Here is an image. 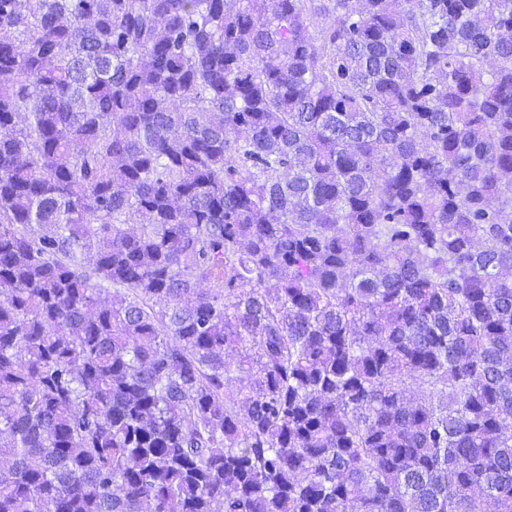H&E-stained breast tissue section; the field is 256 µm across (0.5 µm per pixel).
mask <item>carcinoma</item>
Instances as JSON below:
<instances>
[{"instance_id": "1", "label": "carcinoma", "mask_w": 512, "mask_h": 512, "mask_svg": "<svg viewBox=\"0 0 512 512\" xmlns=\"http://www.w3.org/2000/svg\"><path fill=\"white\" fill-rule=\"evenodd\" d=\"M0 512H512V0H0Z\"/></svg>"}]
</instances>
